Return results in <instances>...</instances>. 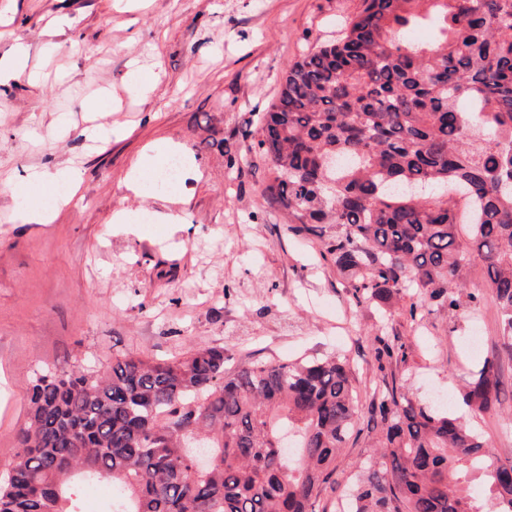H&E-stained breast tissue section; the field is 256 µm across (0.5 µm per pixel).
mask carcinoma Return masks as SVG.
Here are the masks:
<instances>
[{
	"label": "carcinoma",
	"instance_id": "obj_1",
	"mask_svg": "<svg viewBox=\"0 0 512 512\" xmlns=\"http://www.w3.org/2000/svg\"><path fill=\"white\" fill-rule=\"evenodd\" d=\"M418 26L428 41L410 37ZM256 146L288 232L336 227L323 255L356 303L386 321L402 301L414 323L475 310L465 272L476 255L512 355V0H361L335 41L288 65ZM328 157L336 166L325 171ZM372 347L383 374L405 359L396 337ZM382 383L369 407L380 431L358 465L351 512H512V461L496 458L466 414ZM503 393L487 359L462 403L481 413ZM360 413L349 363L336 356L229 372L215 346L124 354L100 375L43 374L0 476V512H79L84 480L112 482L121 512H319ZM284 426L298 437L291 458L277 444ZM195 436L212 448L201 468Z\"/></svg>",
	"mask_w": 512,
	"mask_h": 512
}]
</instances>
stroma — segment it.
I'll use <instances>...</instances> for the list:
<instances>
[{"label":"stroma","mask_w":512,"mask_h":512,"mask_svg":"<svg viewBox=\"0 0 512 512\" xmlns=\"http://www.w3.org/2000/svg\"><path fill=\"white\" fill-rule=\"evenodd\" d=\"M359 0H0V474L18 451L28 394L44 373L102 370L113 357L220 346L225 366L348 355L361 405L380 374L372 339L399 337L408 398L458 400L485 359L505 386L474 417L496 456L512 459V356L498 342V304L472 258L477 313L394 317L381 328L356 305L319 239L291 235L266 198L273 173L249 149L290 63L330 40ZM155 91L127 90L132 70ZM166 144L186 174L173 193L133 197L134 162ZM80 191L47 224L26 208L50 200L72 170ZM48 184L24 191L29 174ZM125 212L128 223L112 218ZM378 431L361 418L337 461L341 484ZM326 491L332 512L342 491Z\"/></svg>","instance_id":"stroma-1"}]
</instances>
